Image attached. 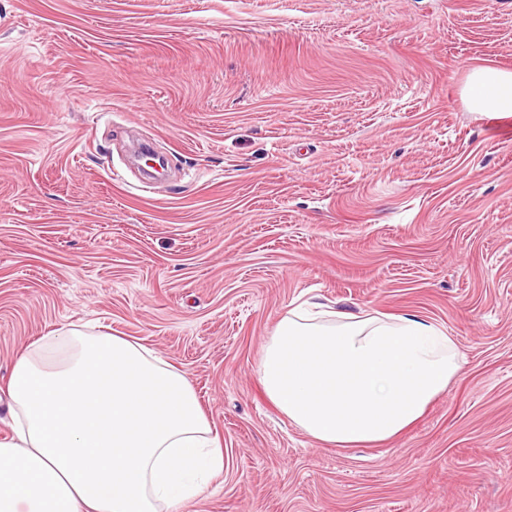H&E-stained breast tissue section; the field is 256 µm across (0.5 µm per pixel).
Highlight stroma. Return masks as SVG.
<instances>
[{
    "label": "stroma",
    "instance_id": "stroma-1",
    "mask_svg": "<svg viewBox=\"0 0 512 512\" xmlns=\"http://www.w3.org/2000/svg\"><path fill=\"white\" fill-rule=\"evenodd\" d=\"M477 64L512 69V0H0V387L89 325L223 444L180 512H512V115L466 108ZM304 300L431 320L461 370L401 436L318 446L256 378Z\"/></svg>",
    "mask_w": 512,
    "mask_h": 512
}]
</instances>
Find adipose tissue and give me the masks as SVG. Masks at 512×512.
<instances>
[{"mask_svg": "<svg viewBox=\"0 0 512 512\" xmlns=\"http://www.w3.org/2000/svg\"><path fill=\"white\" fill-rule=\"evenodd\" d=\"M474 112H512V71L470 68ZM460 370L433 322L297 306L267 336L256 375L275 409L322 446L397 438ZM0 398V512H159L199 496L224 450L188 378L139 342L71 329L32 343Z\"/></svg>", "mask_w": 512, "mask_h": 512, "instance_id": "obj_1", "label": "adipose tissue"}]
</instances>
